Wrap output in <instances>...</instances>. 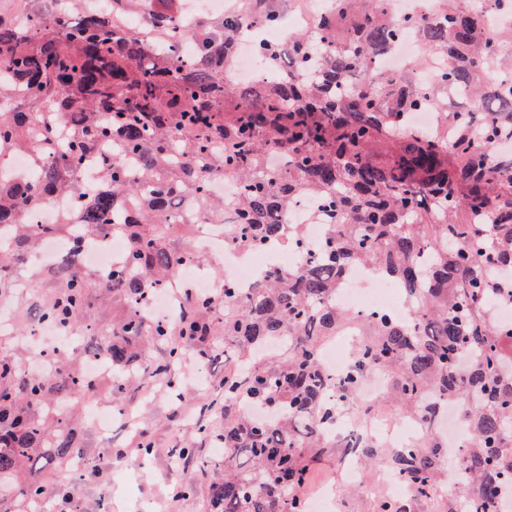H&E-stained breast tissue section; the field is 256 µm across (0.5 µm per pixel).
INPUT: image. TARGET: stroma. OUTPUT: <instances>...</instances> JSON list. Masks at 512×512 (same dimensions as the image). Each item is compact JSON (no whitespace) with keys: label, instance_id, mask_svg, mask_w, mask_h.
I'll return each mask as SVG.
<instances>
[{"label":"stroma","instance_id":"stroma-1","mask_svg":"<svg viewBox=\"0 0 512 512\" xmlns=\"http://www.w3.org/2000/svg\"><path fill=\"white\" fill-rule=\"evenodd\" d=\"M215 350L201 355L187 348V370L177 389L160 383L126 381L120 399L132 410V418L112 423L110 435H99L86 422L88 400H70L60 409L77 423L76 447L92 460L78 478L53 475L50 462L41 460L25 467L20 484H40L42 494L30 512H208L207 483L220 472L223 461L214 459V437L224 428V340L216 338ZM399 409L389 390L348 405L336 417L337 430L355 419L394 416ZM150 452H143V444ZM195 450L181 459L183 446ZM390 455L379 448L369 461L343 458L339 448H329L315 462L306 487L311 498L333 494V512H376L380 500L389 498L385 478ZM194 487L191 495L173 502L176 480Z\"/></svg>","mask_w":512,"mask_h":512}]
</instances>
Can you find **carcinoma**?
<instances>
[{
    "label": "carcinoma",
    "instance_id": "cac0c4a2",
    "mask_svg": "<svg viewBox=\"0 0 512 512\" xmlns=\"http://www.w3.org/2000/svg\"><path fill=\"white\" fill-rule=\"evenodd\" d=\"M0 9V96L20 107L0 112V168L25 151L30 173L0 182V291L15 287V269L43 239L65 237L69 220L31 224L28 214L55 196L82 193L79 170L95 149L117 145L126 161L98 157L99 186L79 212L106 235L124 222L129 251L98 280L67 260L38 272L50 291L26 307L79 334L93 330L90 310L110 290L124 310L103 348L112 364L113 395L145 355L167 336L201 348L222 336L237 353L224 371V472L209 489V512H305L299 490L310 462L330 447L322 425L355 396L374 371L393 375L391 394L428 428L393 455V476L416 499L438 495L445 446L436 436L443 404L460 409L471 433L456 478L469 512H512V324L494 309L504 299L494 273L512 274V85L485 78L500 65L512 76L509 34L485 31L466 0H442L430 21L388 16L387 0H340L336 14L288 41V81L240 87L226 82L241 21L224 14L215 27L189 26L179 0H110L112 15L65 0L50 16L11 0ZM245 18L272 25L276 0H253ZM416 28L445 67L431 85L385 74L372 56L404 28ZM191 43L190 52L179 46ZM266 67L281 68L282 48H259ZM51 102L69 118L66 133L40 112ZM423 107L441 113L439 129L407 134ZM277 152L282 166L269 165ZM223 172L239 184L233 213L211 198L204 174ZM313 197L329 218L323 251L296 268L271 271L243 291L224 284L222 301L193 297L169 322H151L143 294L160 289L185 261H198L195 226L173 224L169 208L184 197L198 210L227 218L232 246L248 251L285 242L304 250L299 224L280 217ZM184 233L185 244L173 238ZM365 265L400 280L415 315L376 312L365 321L332 304L347 269ZM224 318L216 320L217 306ZM356 327L362 338L341 378L321 359L330 337ZM182 346L153 364L152 376L179 379ZM93 388L66 366L52 376L19 374L0 358V491L33 502L38 487L15 488L18 471L43 447L51 399ZM265 408L257 418L241 402ZM55 468L70 472L77 426L59 418Z\"/></svg>",
    "mask_w": 512,
    "mask_h": 512
}]
</instances>
